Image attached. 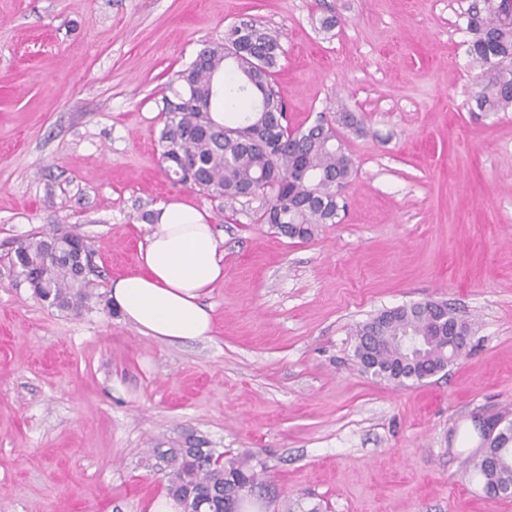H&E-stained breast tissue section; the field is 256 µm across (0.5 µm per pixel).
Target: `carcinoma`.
<instances>
[{"label": "carcinoma", "mask_w": 512, "mask_h": 512, "mask_svg": "<svg viewBox=\"0 0 512 512\" xmlns=\"http://www.w3.org/2000/svg\"><path fill=\"white\" fill-rule=\"evenodd\" d=\"M471 36L469 52L482 66L496 67L512 59V0H472L463 13ZM244 57L234 65L238 85L229 90L217 82L226 61L238 47ZM279 35L251 23L234 25L224 41L202 49L193 62L176 73L172 102L194 104L166 112L161 132L166 172L178 175L172 159L180 158L197 176L195 187L236 201L266 195L261 215L284 236L307 241L322 224H334L343 209L341 190L353 173L344 142L335 126L319 118L306 128H290L282 98L272 86L279 58ZM243 93L250 102L234 126L216 119L214 102L226 92ZM484 112L512 107V70L503 72L477 95ZM73 232L38 231L17 242L11 261L23 268L31 288L49 307L76 314L88 307L94 293L89 275L82 273L69 252ZM444 302H414L384 310L354 330V357L361 370L405 387L448 367L450 350L444 336L456 327L472 335L471 324L447 311ZM417 336L423 348L410 354L402 337ZM493 438L466 460L465 471L483 483L491 498L512 487V427L485 424ZM162 462L165 489L184 512H197L196 503L211 501L214 512H238L244 490H260L262 471L247 455L226 456L213 448L182 444L153 449Z\"/></svg>", "instance_id": "1"}]
</instances>
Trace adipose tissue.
<instances>
[{
  "label": "adipose tissue",
  "instance_id": "obj_1",
  "mask_svg": "<svg viewBox=\"0 0 512 512\" xmlns=\"http://www.w3.org/2000/svg\"><path fill=\"white\" fill-rule=\"evenodd\" d=\"M224 278V251L204 216L172 202L158 208L139 253L138 272L112 284L124 319L165 342L212 336L214 320L202 299Z\"/></svg>",
  "mask_w": 512,
  "mask_h": 512
}]
</instances>
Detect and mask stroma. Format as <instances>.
Masks as SVG:
<instances>
[{
  "instance_id": "35a3bbf8",
  "label": "stroma",
  "mask_w": 512,
  "mask_h": 512,
  "mask_svg": "<svg viewBox=\"0 0 512 512\" xmlns=\"http://www.w3.org/2000/svg\"><path fill=\"white\" fill-rule=\"evenodd\" d=\"M470 2L0 0V512H146L151 448L188 438L265 466L254 512H512L463 473L479 421H512V109L477 107L495 71L469 53ZM242 21L280 36L292 127L363 119L346 206L308 241L262 223L263 196L164 171L174 73ZM172 201L224 250L209 339L48 307L8 264L69 230L108 296ZM430 300L471 323L463 356L406 387L362 372L355 326Z\"/></svg>"
}]
</instances>
